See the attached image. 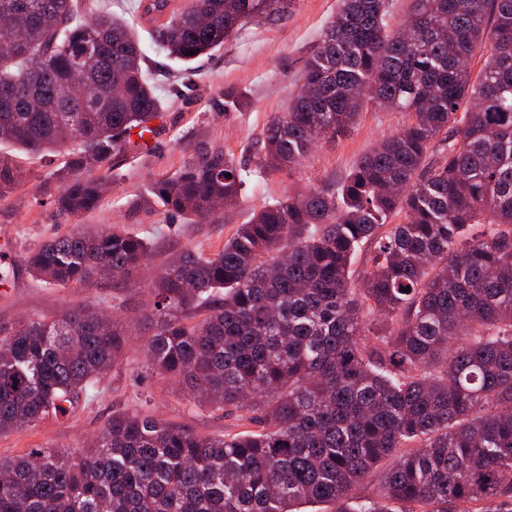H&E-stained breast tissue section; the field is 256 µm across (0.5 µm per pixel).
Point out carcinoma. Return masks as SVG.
Wrapping results in <instances>:
<instances>
[{
    "label": "carcinoma",
    "instance_id": "carcinoma-1",
    "mask_svg": "<svg viewBox=\"0 0 512 512\" xmlns=\"http://www.w3.org/2000/svg\"><path fill=\"white\" fill-rule=\"evenodd\" d=\"M135 0L167 17L154 43L189 64L292 0ZM340 0L276 112L253 165L221 152L152 181L168 211L201 221L247 186L346 134L367 104L413 120L336 185L276 199L205 256L155 273L138 322L90 303L0 328V435L75 409L145 329L147 369L180 382L191 411L251 429L173 425L150 401L112 412L87 448L0 458V512H512V0ZM210 16L204 30L196 15ZM80 0H0L24 41L0 40V142L65 149L57 209L97 207L112 154L151 131L162 98L134 24ZM93 40L98 55L76 58ZM194 55H187L188 51ZM484 57L472 78L464 62ZM79 63L82 75L70 74ZM23 179L0 156V197ZM376 244L369 269L352 260ZM148 237L114 226L59 235L25 258L41 280L83 287L148 265ZM392 465L374 498L356 490Z\"/></svg>",
    "mask_w": 512,
    "mask_h": 512
}]
</instances>
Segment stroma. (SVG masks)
<instances>
[{"label":"stroma","instance_id":"35a3bbf8","mask_svg":"<svg viewBox=\"0 0 512 512\" xmlns=\"http://www.w3.org/2000/svg\"><path fill=\"white\" fill-rule=\"evenodd\" d=\"M337 9L338 0H293L286 14L247 25L223 47L188 65L157 53L151 45L153 22L136 18L145 65L155 75L165 109L160 119L151 122L150 132L131 133L123 151L113 155L112 182L92 212L59 213L53 203L55 190L45 189V172L63 166V154L34 157L1 142L0 155L13 159L25 177L0 197V247L7 249L10 269L7 281L0 282V327L96 301L109 315L138 319L148 300L150 279L169 258L188 248L206 255L220 250L264 203L332 186L378 140L408 123L407 113L365 106L349 134L322 141L301 164L273 173L267 184L247 188L238 205L195 224L167 212L151 193V180L174 176L185 162L208 153L218 151L238 165L250 166L251 143L260 137L271 115L287 107L307 59ZM229 90L241 96L233 110L224 107ZM90 224H112L150 237L155 252L147 270L124 282L84 288L50 285L30 273L25 255L56 236ZM144 399L162 418L206 434L221 436L240 429L228 412L187 410L184 391L177 383L146 372L142 346L136 343L130 345L120 367L98 382L94 395L72 414L0 436V457L37 448L81 447L112 410Z\"/></svg>","mask_w":512,"mask_h":512}]
</instances>
